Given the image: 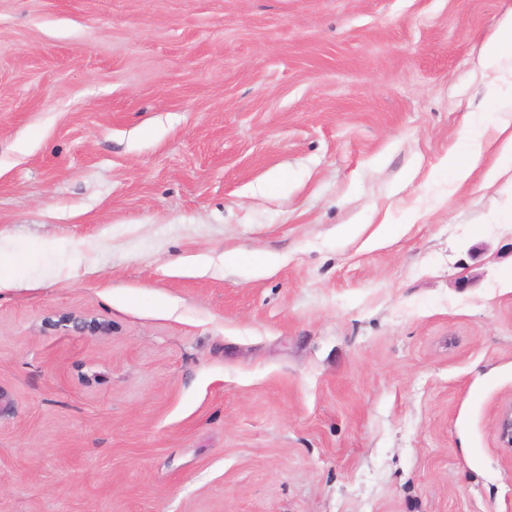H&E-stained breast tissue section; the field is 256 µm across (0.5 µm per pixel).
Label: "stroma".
I'll use <instances>...</instances> for the list:
<instances>
[{
    "label": "stroma",
    "instance_id": "obj_1",
    "mask_svg": "<svg viewBox=\"0 0 512 512\" xmlns=\"http://www.w3.org/2000/svg\"><path fill=\"white\" fill-rule=\"evenodd\" d=\"M511 13L0 0V512H512ZM506 53L512 54V16L503 21L495 36L486 42L479 61L482 72L496 70ZM495 144L497 157L483 174L482 187L491 185L501 171L512 170V124L509 120L502 121L497 127ZM486 149L482 133L466 131L460 142L448 151L445 159L449 186L456 187L467 183L482 163Z\"/></svg>",
    "mask_w": 512,
    "mask_h": 512
}]
</instances>
